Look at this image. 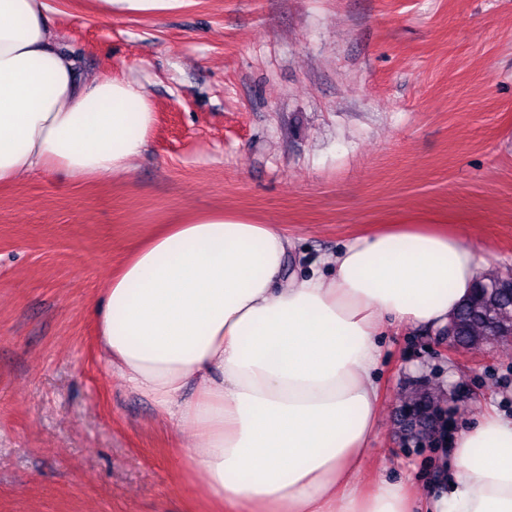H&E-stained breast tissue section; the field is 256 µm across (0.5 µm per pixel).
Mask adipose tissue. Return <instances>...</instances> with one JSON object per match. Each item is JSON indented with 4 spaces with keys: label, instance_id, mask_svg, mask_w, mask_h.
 I'll use <instances>...</instances> for the list:
<instances>
[{
    "label": "adipose tissue",
    "instance_id": "1",
    "mask_svg": "<svg viewBox=\"0 0 512 512\" xmlns=\"http://www.w3.org/2000/svg\"><path fill=\"white\" fill-rule=\"evenodd\" d=\"M45 0H0V184L129 174L153 106L129 78L84 79ZM294 244L214 207L135 245L95 303L108 365L200 440L217 512H416L407 485L357 494L380 410L384 324L443 327L482 274L461 237L401 225L355 237L331 277L286 276ZM427 512H512V419L456 438Z\"/></svg>",
    "mask_w": 512,
    "mask_h": 512
}]
</instances>
